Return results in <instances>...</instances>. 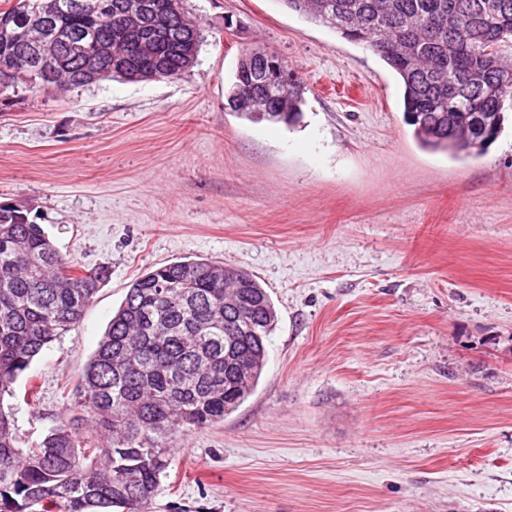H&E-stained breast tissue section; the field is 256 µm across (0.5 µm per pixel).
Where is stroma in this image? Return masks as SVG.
Listing matches in <instances>:
<instances>
[{
  "instance_id": "stroma-1",
  "label": "stroma",
  "mask_w": 512,
  "mask_h": 512,
  "mask_svg": "<svg viewBox=\"0 0 512 512\" xmlns=\"http://www.w3.org/2000/svg\"><path fill=\"white\" fill-rule=\"evenodd\" d=\"M187 7L205 39L180 78L0 96V204L107 270L26 372L19 440L66 414L137 278L204 258L253 273L277 326L149 512H512V121L478 158L427 151L367 47L281 0ZM246 47L298 73L299 126L225 109Z\"/></svg>"
}]
</instances>
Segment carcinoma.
I'll return each mask as SVG.
<instances>
[{
  "mask_svg": "<svg viewBox=\"0 0 512 512\" xmlns=\"http://www.w3.org/2000/svg\"><path fill=\"white\" fill-rule=\"evenodd\" d=\"M16 0L0 11V68L33 54L24 31L40 20L55 41L49 62L19 71L32 91L85 87L82 58L98 46L151 79L191 68L201 21L185 0ZM291 11L373 49L400 78L405 122L431 151L480 155L512 109V0H282ZM195 24L188 25L189 20ZM233 86L269 102L225 107L291 128L303 116L301 80L288 89L257 60ZM107 275L64 258L43 227L0 205V512H148L179 434L224 420L252 392L276 326L273 303L246 269L206 259L154 268L131 284L74 391L70 413L20 445L4 397L43 349L70 331Z\"/></svg>",
  "mask_w": 512,
  "mask_h": 512,
  "instance_id": "1",
  "label": "carcinoma"
}]
</instances>
